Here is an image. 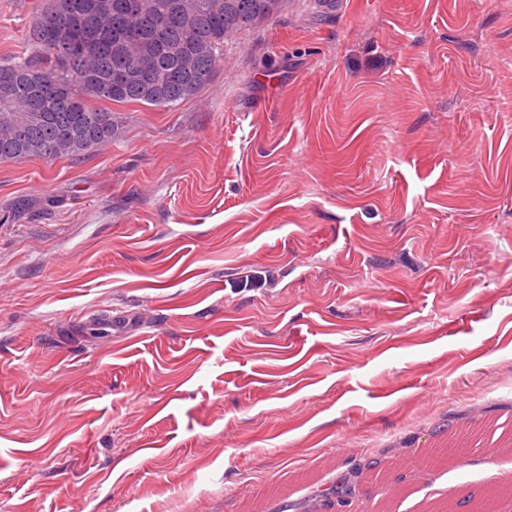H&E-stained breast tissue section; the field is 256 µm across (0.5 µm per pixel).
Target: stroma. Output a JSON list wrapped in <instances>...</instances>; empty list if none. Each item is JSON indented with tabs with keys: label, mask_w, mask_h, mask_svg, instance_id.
I'll use <instances>...</instances> for the list:
<instances>
[{
	"label": "stroma",
	"mask_w": 512,
	"mask_h": 512,
	"mask_svg": "<svg viewBox=\"0 0 512 512\" xmlns=\"http://www.w3.org/2000/svg\"><path fill=\"white\" fill-rule=\"evenodd\" d=\"M116 113L0 163V512H302L452 431V499L512 483V0H287Z\"/></svg>",
	"instance_id": "35a3bbf8"
}]
</instances>
